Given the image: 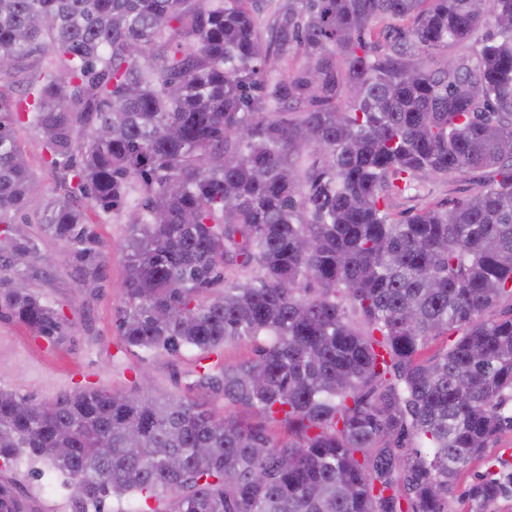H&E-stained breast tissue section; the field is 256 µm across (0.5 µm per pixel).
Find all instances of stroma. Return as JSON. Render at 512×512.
Listing matches in <instances>:
<instances>
[{
	"instance_id": "35a3bbf8",
	"label": "stroma",
	"mask_w": 512,
	"mask_h": 512,
	"mask_svg": "<svg viewBox=\"0 0 512 512\" xmlns=\"http://www.w3.org/2000/svg\"><path fill=\"white\" fill-rule=\"evenodd\" d=\"M16 135L42 185V194L30 203L28 220L21 227L22 232L41 238L40 251L31 260L34 272L29 289L60 310L67 320L68 334L64 341L51 343L9 317H0V389L44 403L86 386L130 391L135 387L136 373L146 370L152 375L157 393L204 401L223 409L222 396L192 386L198 364L196 352L184 349L177 354H147L121 343L117 319L123 306L121 284L125 277L122 245L129 234L124 216L93 218L105 256L99 289L85 285L73 268L56 264L55 256L62 245L41 237L37 217L44 198L55 194L57 179L37 133L20 126ZM472 186L469 177L420 180L394 199L392 211L399 217L430 203L467 195ZM491 465L512 472V431L492 438L483 459L471 462L461 473L449 498L450 512H462V493ZM0 476L18 484L34 512H72V489L53 471L44 468L36 473L22 463L0 471Z\"/></svg>"
}]
</instances>
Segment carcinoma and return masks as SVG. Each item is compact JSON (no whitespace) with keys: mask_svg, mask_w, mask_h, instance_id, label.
Wrapping results in <instances>:
<instances>
[{"mask_svg":"<svg viewBox=\"0 0 512 512\" xmlns=\"http://www.w3.org/2000/svg\"><path fill=\"white\" fill-rule=\"evenodd\" d=\"M260 2L0 0V314L67 333L21 267L40 183L20 124L61 190L40 231L86 283L103 255L82 201L128 217L125 346L197 351L193 386L248 414L149 382L1 391L0 464L48 465L75 512H449L512 430V313L485 316L512 298V0H281L267 44ZM272 53L300 62L271 76ZM475 171L393 217L414 180ZM244 339L255 358L222 364ZM510 488L490 469L462 500L491 512ZM0 512H34L1 477ZM15 129L18 141L30 165L39 176L42 185V193L33 199L28 209L25 211L28 216L27 224L19 223L17 226L24 233L32 236H41L37 224V217L42 209L44 198L55 194L57 179L55 173L50 169L47 163L49 157L37 133L26 126H17ZM57 192L61 193L58 189ZM495 464V470L512 472V431L506 430L492 438L486 448L484 458L472 461L461 473L457 486L449 497V510L451 512L462 511L461 494L464 490L487 471L485 461Z\"/></svg>","mask_w":512,"mask_h":512,"instance_id":"obj_1","label":"carcinoma"}]
</instances>
